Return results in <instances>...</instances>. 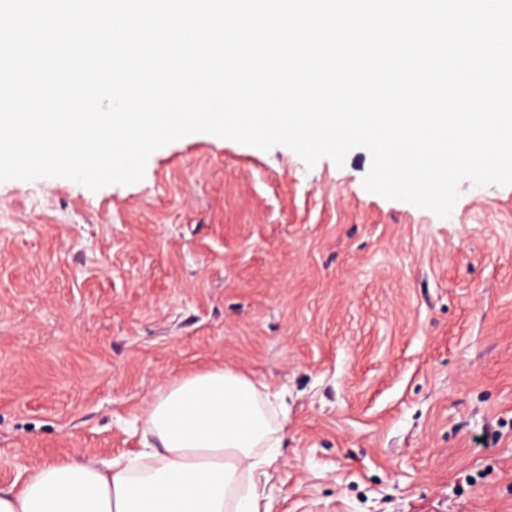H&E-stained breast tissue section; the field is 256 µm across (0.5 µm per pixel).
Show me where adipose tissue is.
Listing matches in <instances>:
<instances>
[{
	"label": "adipose tissue",
	"mask_w": 512,
	"mask_h": 512,
	"mask_svg": "<svg viewBox=\"0 0 512 512\" xmlns=\"http://www.w3.org/2000/svg\"><path fill=\"white\" fill-rule=\"evenodd\" d=\"M279 391L214 367L166 380L142 416L136 454L47 462L0 512H270L261 476L280 455Z\"/></svg>",
	"instance_id": "adipose-tissue-1"
}]
</instances>
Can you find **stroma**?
<instances>
[{
	"instance_id": "obj_1",
	"label": "stroma",
	"mask_w": 512,
	"mask_h": 512,
	"mask_svg": "<svg viewBox=\"0 0 512 512\" xmlns=\"http://www.w3.org/2000/svg\"><path fill=\"white\" fill-rule=\"evenodd\" d=\"M371 164L195 133L131 185L0 183V490L220 366L286 394L272 512H512V186L441 218Z\"/></svg>"
}]
</instances>
